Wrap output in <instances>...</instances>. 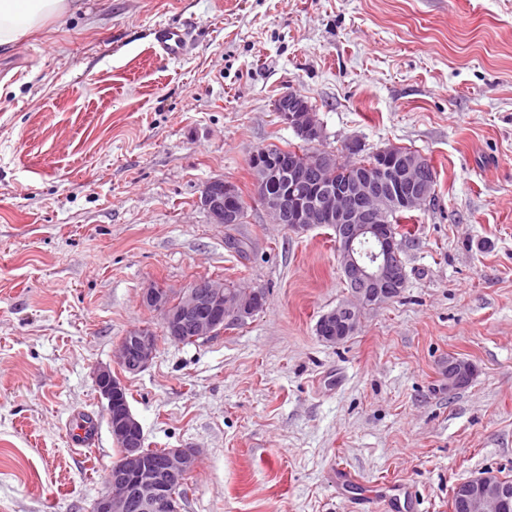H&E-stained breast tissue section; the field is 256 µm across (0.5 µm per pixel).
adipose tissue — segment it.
I'll return each mask as SVG.
<instances>
[{
	"label": "adipose tissue",
	"instance_id": "ef3b65f1",
	"mask_svg": "<svg viewBox=\"0 0 512 512\" xmlns=\"http://www.w3.org/2000/svg\"><path fill=\"white\" fill-rule=\"evenodd\" d=\"M80 0H0V52H7L48 24L80 12Z\"/></svg>",
	"mask_w": 512,
	"mask_h": 512
}]
</instances>
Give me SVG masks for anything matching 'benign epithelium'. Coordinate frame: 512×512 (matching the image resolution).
<instances>
[{
  "label": "benign epithelium",
  "mask_w": 512,
  "mask_h": 512,
  "mask_svg": "<svg viewBox=\"0 0 512 512\" xmlns=\"http://www.w3.org/2000/svg\"><path fill=\"white\" fill-rule=\"evenodd\" d=\"M275 112L300 136L322 140L318 117L298 94L280 96ZM377 154L389 159L390 165L380 169L379 176L374 168L366 167L350 186L325 176L335 163V154L324 150L270 165L255 158L251 162L258 199L274 223L297 232L324 224L334 227L336 252L351 300L319 317L316 328L327 343H342L357 329L356 310L392 299L403 285L404 270L398 261L401 241L385 231L384 208L394 205L414 212L432 197L426 156L401 152L397 147ZM200 205L213 224H236L241 219L238 190L222 178L205 184ZM142 301L159 315L163 337L175 342L185 336L193 341L213 336L226 325L252 317L263 305L260 293L238 300L224 295V281L209 278L197 280L175 299L163 288H148ZM159 342V336L144 329L124 337L117 351L119 364L131 374L144 370L155 357ZM473 373L470 362L448 358V390L467 385ZM95 386L106 402L112 436L122 450L109 491L95 500V512H174L168 489L173 480L195 469L197 451L169 448L159 459H146L143 428L124 404L125 384L111 368L102 366L96 372ZM511 498L512 484L492 472L480 473L455 486L453 512H505Z\"/></svg>",
  "instance_id": "benign-epithelium-1"
}]
</instances>
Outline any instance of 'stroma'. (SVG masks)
Wrapping results in <instances>:
<instances>
[{"label": "stroma", "mask_w": 512, "mask_h": 512, "mask_svg": "<svg viewBox=\"0 0 512 512\" xmlns=\"http://www.w3.org/2000/svg\"><path fill=\"white\" fill-rule=\"evenodd\" d=\"M83 5L0 54V512H90L108 490L102 365L149 447L197 449L182 512H360L391 484L409 492L393 512H450L457 483L512 477V0ZM162 23L190 26L181 59L154 56ZM289 91L319 149L410 148L437 172L400 295L338 345L315 331L349 297L333 231L271 223L249 173L252 152L298 141L274 111ZM215 178L244 223L210 222ZM204 277L266 305L125 372L122 338L161 329L143 290ZM452 355L475 367L454 391Z\"/></svg>", "instance_id": "stroma-1"}]
</instances>
